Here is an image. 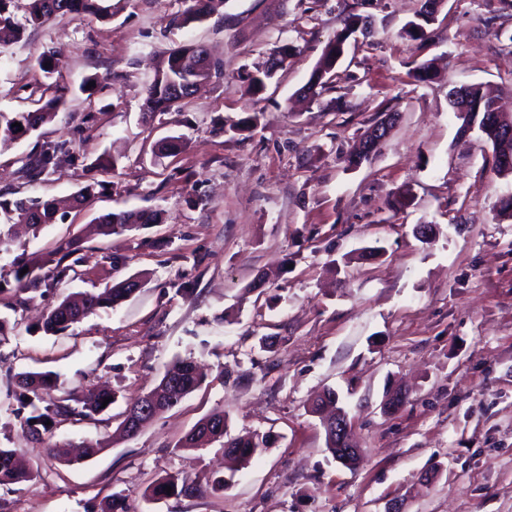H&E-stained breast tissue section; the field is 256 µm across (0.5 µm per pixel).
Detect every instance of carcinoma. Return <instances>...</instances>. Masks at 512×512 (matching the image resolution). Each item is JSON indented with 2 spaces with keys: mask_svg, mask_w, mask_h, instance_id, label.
Listing matches in <instances>:
<instances>
[{
  "mask_svg": "<svg viewBox=\"0 0 512 512\" xmlns=\"http://www.w3.org/2000/svg\"><path fill=\"white\" fill-rule=\"evenodd\" d=\"M224 5V0H192V4L182 13L173 18L178 25L201 23L211 17ZM24 10L25 23H20L15 11ZM64 14H75L95 18L100 21L112 19V5L108 0H0V47L4 48L19 39L26 25L42 26L54 17ZM345 33H340L326 45L319 65L330 68L343 51ZM208 55L202 45H185L169 54L161 68L155 73L146 88V96L142 105L144 115L151 117L160 112L170 110L178 102L191 96L188 89L195 79L194 67ZM274 78L272 68L266 66L246 76L249 90L257 92L268 81ZM66 87L54 84L52 96L41 102V105L29 111L0 112V136L20 139L40 129L53 120L56 111L65 102ZM481 112L486 116L498 111L496 96L483 86L471 92ZM20 123L23 130H18L14 123ZM66 142L47 145L41 151L28 155L23 160L21 172L30 180H36L46 174L59 152L65 151ZM57 208L51 200L24 199L0 200V220L5 224H29L35 228L55 221ZM102 230L107 234L132 231L144 224L161 222L159 211H139L125 213H107L97 218ZM134 292L129 280L114 283L104 292H86L81 299L75 301L64 297L55 302L47 311L41 328L46 333H56L71 324L98 312L112 308ZM202 377L197 373L194 363L187 359L174 362L168 367L159 387L154 393L159 399V410L163 411L180 403L187 395L198 389ZM17 386L26 393L39 397V392L54 386V380L47 374L25 372L17 375ZM106 398H114L111 392L91 393L82 406H73L68 400H55L43 408V412L34 416L36 423L31 425L32 434L41 435V429L47 428L45 422L72 416H91L104 411L102 403ZM227 418L224 411H215L202 420L187 434L180 444L182 448H199L204 445L222 441L228 437ZM230 451L225 453L229 461L228 470L232 473L249 463L259 451L268 447L269 436L253 435L248 438H230L227 440ZM30 478L29 472L19 461L17 450L0 448V486H8L23 482ZM171 492H166V488ZM195 486L186 477L167 476L153 482L145 496L153 501L169 498V495L190 494Z\"/></svg>",
  "mask_w": 512,
  "mask_h": 512,
  "instance_id": "cac0c4a2",
  "label": "carcinoma"
}]
</instances>
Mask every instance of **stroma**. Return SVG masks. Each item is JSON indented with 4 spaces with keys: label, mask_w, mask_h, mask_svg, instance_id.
<instances>
[{
    "label": "stroma",
    "mask_w": 512,
    "mask_h": 512,
    "mask_svg": "<svg viewBox=\"0 0 512 512\" xmlns=\"http://www.w3.org/2000/svg\"><path fill=\"white\" fill-rule=\"evenodd\" d=\"M421 4L224 0L205 23L179 27L184 0H112L111 20L62 15L0 49V112L39 99L41 55L58 59L68 88L51 123L0 146V194L61 200L93 188L0 252V448L18 449L31 473L0 487V512H98L115 494L126 512H512V175H495L491 145L463 132L448 100L481 84L512 113V0H445L413 40L405 29ZM354 17L370 20L369 36L347 39L331 90L298 101ZM189 42L223 62V79L143 122L156 66ZM283 47L285 68L250 94L245 73ZM424 64L432 77L421 81ZM390 112L386 138L355 160ZM168 136L181 147L160 153ZM60 141L69 152L54 171L20 177L22 158ZM106 151L114 166L101 163ZM144 209L161 210V223L96 230L99 215ZM423 224L435 236L420 238ZM67 242L74 273L45 296L17 290V269L51 271ZM262 273L268 283L252 289ZM129 276L143 286L122 304L40 331L52 300ZM186 358L203 386L121 438L127 403ZM20 372L57 375L50 400L105 385L115 401L37 438ZM329 389L362 450L352 468L328 452L311 410ZM391 392L403 397L393 413ZM220 409L231 436L271 443L215 491L223 448L179 442ZM99 442L79 463L48 451ZM167 475L196 491L147 503Z\"/></svg>",
    "instance_id": "35a3bbf8"
}]
</instances>
